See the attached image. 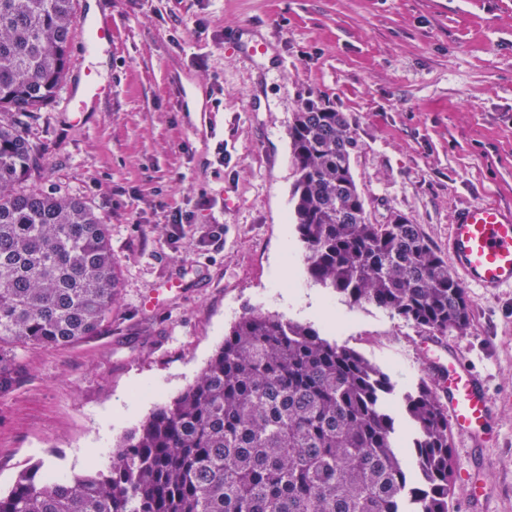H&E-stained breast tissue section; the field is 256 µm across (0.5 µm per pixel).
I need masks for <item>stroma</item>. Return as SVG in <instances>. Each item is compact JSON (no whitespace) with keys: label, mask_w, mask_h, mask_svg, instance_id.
<instances>
[{"label":"stroma","mask_w":512,"mask_h":512,"mask_svg":"<svg viewBox=\"0 0 512 512\" xmlns=\"http://www.w3.org/2000/svg\"><path fill=\"white\" fill-rule=\"evenodd\" d=\"M110 14L111 96L79 115L59 88L24 128L43 162L29 186L81 197L108 224L117 297L96 336L22 351L0 395L1 492L39 461L97 469L94 451L112 455L253 309L313 324L396 394L430 378L428 333L306 274L289 130L307 102L346 116L372 223L402 215L444 254L457 209H512V0H111ZM467 300L470 329L446 341L496 414L491 446L454 444V467L483 460L482 512H512V291Z\"/></svg>","instance_id":"stroma-1"}]
</instances>
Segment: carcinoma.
Here are the masks:
<instances>
[{"instance_id": "1", "label": "carcinoma", "mask_w": 512, "mask_h": 512, "mask_svg": "<svg viewBox=\"0 0 512 512\" xmlns=\"http://www.w3.org/2000/svg\"><path fill=\"white\" fill-rule=\"evenodd\" d=\"M74 0H0V112L32 113L68 70ZM293 220L309 278L434 336L465 332L461 284L418 224H373L354 182L343 113L310 105L290 128ZM42 167L19 120L0 121V394L15 354L97 333L118 279L109 225L83 199L21 184ZM389 376L311 325L250 310L195 380L117 441L112 463L60 475L38 462L0 512H448V412L423 382Z\"/></svg>"}]
</instances>
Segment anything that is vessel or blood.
Wrapping results in <instances>:
<instances>
[{
  "label": "vessel or blood",
  "mask_w": 512,
  "mask_h": 512,
  "mask_svg": "<svg viewBox=\"0 0 512 512\" xmlns=\"http://www.w3.org/2000/svg\"><path fill=\"white\" fill-rule=\"evenodd\" d=\"M86 53L104 51L112 41V25L106 19L85 22ZM107 88L93 70H85L70 91L73 111L96 108ZM448 257L460 281L493 297L512 288V210L491 203H473L458 210L448 234ZM438 381V393L457 438L471 448L486 447L493 404L484 380L454 350L435 347L430 360ZM460 481L473 502L485 494L483 468L461 472Z\"/></svg>",
  "instance_id": "b4317fda"
}]
</instances>
